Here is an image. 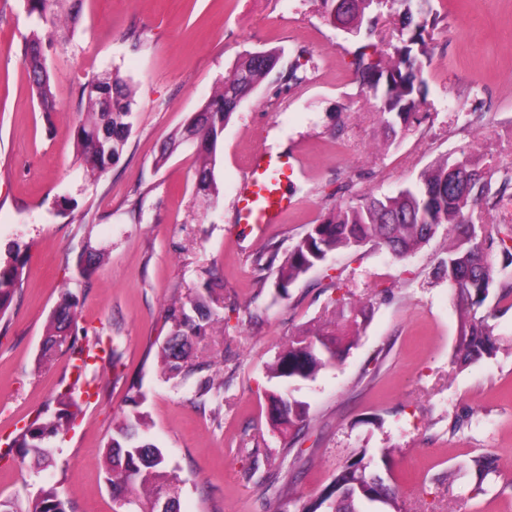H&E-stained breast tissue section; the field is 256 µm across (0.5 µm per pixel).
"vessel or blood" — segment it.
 <instances>
[{"label": "vessel or blood", "instance_id": "1", "mask_svg": "<svg viewBox=\"0 0 512 512\" xmlns=\"http://www.w3.org/2000/svg\"><path fill=\"white\" fill-rule=\"evenodd\" d=\"M298 170L295 158L267 154L248 167L243 176L241 214L251 224H275L288 208L285 186Z\"/></svg>", "mask_w": 512, "mask_h": 512}]
</instances>
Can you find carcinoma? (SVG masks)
<instances>
[{"instance_id": "carcinoma-1", "label": "carcinoma", "mask_w": 512, "mask_h": 512, "mask_svg": "<svg viewBox=\"0 0 512 512\" xmlns=\"http://www.w3.org/2000/svg\"><path fill=\"white\" fill-rule=\"evenodd\" d=\"M392 1L405 6L399 44L386 57L374 42L378 37V9ZM84 0H27L29 13L37 15L38 24L25 44L23 62L27 67L36 95L48 112L55 101L44 49L51 44L52 32L61 26L72 30L79 25ZM337 24L353 30H364L366 43L352 53L355 75L370 92L381 93L383 123L388 133L396 136L413 124L421 123L428 88L423 79L424 67L430 58L425 40L430 0H323ZM280 59L276 49L257 55L253 52L239 60L233 73L243 75L237 86L238 100H226V85H221L197 110L205 122L194 124L196 139L203 144L202 162L196 171L197 189L211 203H217L219 189L214 178L216 145L224 127L231 121L241 103L274 71ZM307 63L294 62L279 78L295 85L306 80ZM78 103L85 112L76 127L77 159L85 178L98 182L119 158L133 126L132 96L129 85L118 74L93 75L79 87ZM472 169L469 183L452 186L451 164L446 161L423 171L418 180L401 188L394 195L362 196L357 201L336 208L320 224L312 225L306 235L288 252L276 270V286L287 291L290 285L313 268L323 264L327 256L338 250L352 249L373 243L393 258L402 260L448 225L451 241L437 274L448 282L456 304L464 314L462 337L456 352L461 364L490 356L494 350L491 327L484 319L469 317L471 310L484 304L490 290L499 288L498 300L512 298V170L480 168L465 161ZM105 253L86 244L75 259V275L68 278L60 299L46 328L36 364L51 363L63 349L71 351L72 359L83 364L85 372L60 393L57 408L37 414L14 438L13 447L21 460H30L36 469L50 466L46 448L83 412L82 396L89 395L97 385L98 375H88V360L103 362L102 370L114 371L121 356L112 345H103L98 337L93 347L80 343L87 336L77 325L76 290L89 278ZM501 257L495 264L493 257ZM25 263L20 246L6 250L0 258V318L6 315L17 288L22 282ZM335 293L331 303L339 309V319L317 328H306L288 340L269 367V377L276 388L269 394L273 406L284 412L273 417V423L284 429L307 420L309 407L290 396L288 385L316 379L318 373L342 358L370 320V305L353 301L339 276L330 278L325 287ZM172 322L170 336L159 351L163 374L168 379H185L203 371L199 365L188 364L189 339L206 333L219 320L202 296L175 301L167 308ZM224 381L212 375L197 380L202 395L220 392ZM142 416L134 414L116 427L106 449L108 482L112 494L125 495L127 505L139 506L146 498L149 507L140 512H178L173 478L166 471V457L161 448L141 432ZM393 490H381L373 481L370 463L360 456L336 476L319 500L303 508V512H368V504L389 499ZM0 512H70L69 502L54 484L39 489L27 507L18 501L0 499Z\"/></svg>"}]
</instances>
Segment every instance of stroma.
<instances>
[{
    "label": "stroma",
    "mask_w": 512,
    "mask_h": 512,
    "mask_svg": "<svg viewBox=\"0 0 512 512\" xmlns=\"http://www.w3.org/2000/svg\"><path fill=\"white\" fill-rule=\"evenodd\" d=\"M431 6L428 116L392 140L381 97L350 66L362 37L337 27L322 0H86L74 40L45 51L52 112L23 65L27 2L0 0V248L16 242L27 255L0 319V499L24 501L56 482L73 512H119L105 444L131 413L127 388L138 378L139 410L177 478L180 512H301L362 453L403 512H512V305L486 300L479 312L496 351L458 364L460 311L434 276L443 234L402 260L371 244L338 251L284 293L258 263L274 249L287 255L332 208L396 193L440 161L512 168V0ZM270 48L285 67L307 50L314 68L299 86L270 75L238 108L217 143L221 192L209 203L195 184L196 144L171 136L240 58ZM108 71L131 87L134 126L92 184L76 162V91ZM283 149L302 161L292 207L259 230L240 218L242 176L260 153ZM65 196L84 222L62 214ZM88 224L108 257L77 291V321L111 339L123 377L103 376L39 472L5 450L69 380L68 354L41 368L35 359ZM331 274L371 304V318L341 362L295 387L310 418L284 431L269 417L267 368L290 336L334 317ZM208 279L222 320L193 338L191 361L223 377L217 397L199 396L195 378L166 380L158 358L169 304L203 293ZM479 458L491 463L482 479Z\"/></svg>",
    "instance_id": "1"
}]
</instances>
